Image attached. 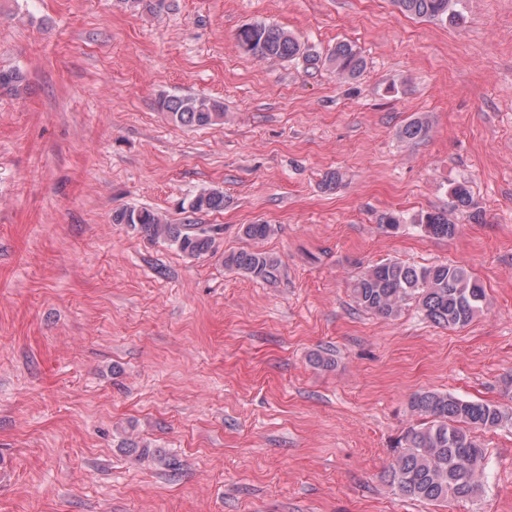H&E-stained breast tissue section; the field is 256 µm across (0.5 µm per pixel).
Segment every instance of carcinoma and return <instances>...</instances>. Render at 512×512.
I'll use <instances>...</instances> for the list:
<instances>
[{"instance_id": "obj_1", "label": "carcinoma", "mask_w": 512, "mask_h": 512, "mask_svg": "<svg viewBox=\"0 0 512 512\" xmlns=\"http://www.w3.org/2000/svg\"><path fill=\"white\" fill-rule=\"evenodd\" d=\"M400 12L419 19L455 21L457 0H394ZM243 53L260 59L293 61L304 54V48L287 29L257 22L241 28L237 35ZM324 64L336 78L358 77L366 62L356 45L340 41L330 50ZM25 89V76L15 68L0 69V93L17 94ZM161 111L184 127L206 128L224 118V104L208 97L168 96L158 101ZM426 119L417 117L397 131L405 142H416L427 136ZM453 210L421 212L412 223L434 238L450 239L458 230L453 212L473 208L469 186L459 182L451 187ZM224 193L204 190L189 202L193 212L224 210ZM112 223L129 224L150 240L170 242L189 258L214 252V239L203 232L190 230L188 224H164L158 214L148 208L124 207L112 214ZM274 232L271 224H244L243 236L262 241ZM224 266L254 278L273 279L279 272V261L258 249H239L224 255ZM357 306L366 312L395 316L408 301L416 302L426 320L436 326L463 328L483 310L486 291L482 283L467 269L448 263L417 266L386 261L369 267L353 284ZM410 408L425 422L407 428L399 440L392 462L384 473V481L408 499L440 506L450 501H469L477 496L486 467V452L475 435L492 430L512 419L502 407L483 401L468 400L451 393L424 391L414 394ZM128 452L140 459L163 462L166 453L159 448L131 444Z\"/></svg>"}]
</instances>
